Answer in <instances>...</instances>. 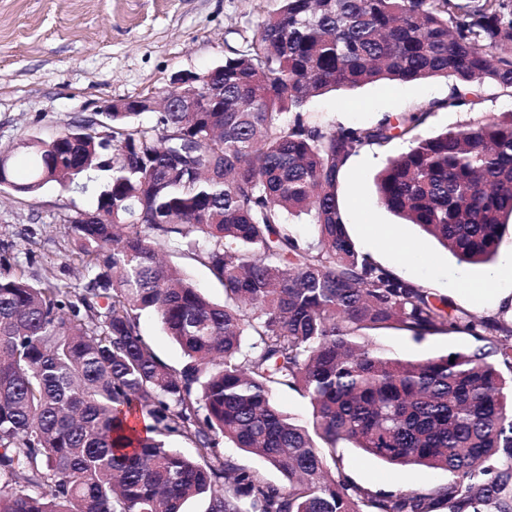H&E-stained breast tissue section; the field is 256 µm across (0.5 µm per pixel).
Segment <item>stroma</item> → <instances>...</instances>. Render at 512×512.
Here are the masks:
<instances>
[{
	"label": "stroma",
	"mask_w": 512,
	"mask_h": 512,
	"mask_svg": "<svg viewBox=\"0 0 512 512\" xmlns=\"http://www.w3.org/2000/svg\"><path fill=\"white\" fill-rule=\"evenodd\" d=\"M276 6V0H0V146L32 137L47 139L65 124L109 103L149 97L163 90L178 71L203 72L241 49L244 38ZM452 81L432 77L419 82L378 81L342 87L312 98L308 115L322 124L364 126L446 98ZM512 110V97L487 90L481 104L434 113L423 132L434 135L477 125ZM396 139L386 147H363L352 156L337 186L340 208L355 248L400 277L448 297L458 308L480 317H506L500 294L512 292V238L504 237L494 267L458 264L434 239L404 223L382 206L375 178L389 158L408 150ZM95 194H64L45 186L37 196L0 194V272L54 273L77 284L82 269L71 258L75 247L65 214L89 210ZM393 228L413 246L403 254L387 241L369 237L366 225ZM168 260L190 275L213 302L224 288L209 270L172 242ZM492 280L495 288L470 300L468 285ZM378 344L391 356L422 359L475 348L462 333L417 340L408 332L379 331ZM339 466L355 484L371 491L403 483L427 493L451 482V475L418 467L397 470L364 456L351 445L338 448Z\"/></svg>",
	"instance_id": "35a3bbf8"
}]
</instances>
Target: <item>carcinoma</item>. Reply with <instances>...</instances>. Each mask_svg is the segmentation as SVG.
<instances>
[{"mask_svg": "<svg viewBox=\"0 0 512 512\" xmlns=\"http://www.w3.org/2000/svg\"><path fill=\"white\" fill-rule=\"evenodd\" d=\"M246 47L191 91L201 111L105 112L49 139L0 147V188L34 195L100 180L70 225L91 272L0 274V512H512V322L477 318L358 252L337 197L365 146L408 151L379 173V202L459 264L492 261L512 223V111L421 134L436 111L512 96V0H277ZM454 79L443 100L368 126L304 107L336 87ZM27 177L13 175L17 150ZM306 217L315 242L293 219ZM183 242L224 286L212 302L177 266ZM152 312L186 364L142 334ZM463 332L480 346L405 360L373 332ZM298 389L312 418L282 411ZM177 435L186 456L166 445ZM229 442L288 488L239 466ZM350 444L397 467L443 471L429 493L372 492L337 472Z\"/></svg>", "mask_w": 512, "mask_h": 512, "instance_id": "1", "label": "carcinoma"}]
</instances>
